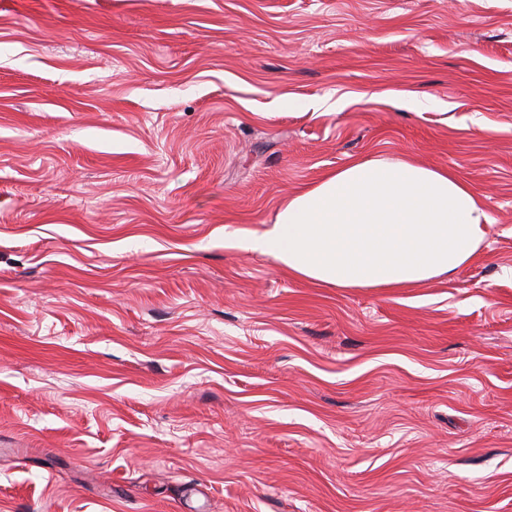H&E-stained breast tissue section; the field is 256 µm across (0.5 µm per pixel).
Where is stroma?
I'll return each instance as SVG.
<instances>
[{
    "label": "stroma",
    "mask_w": 512,
    "mask_h": 512,
    "mask_svg": "<svg viewBox=\"0 0 512 512\" xmlns=\"http://www.w3.org/2000/svg\"><path fill=\"white\" fill-rule=\"evenodd\" d=\"M370 157L480 255L237 247ZM0 512H512V0H0Z\"/></svg>",
    "instance_id": "stroma-1"
}]
</instances>
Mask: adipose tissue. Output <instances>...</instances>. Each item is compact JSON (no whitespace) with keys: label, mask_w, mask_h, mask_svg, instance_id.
Here are the masks:
<instances>
[{"label":"adipose tissue","mask_w":512,"mask_h":512,"mask_svg":"<svg viewBox=\"0 0 512 512\" xmlns=\"http://www.w3.org/2000/svg\"><path fill=\"white\" fill-rule=\"evenodd\" d=\"M491 223L481 192L456 174L369 158L291 197L270 230L236 242L315 284L411 288L468 264Z\"/></svg>","instance_id":"obj_1"}]
</instances>
